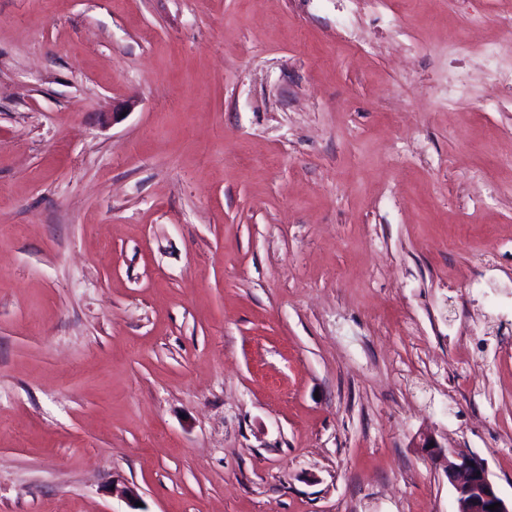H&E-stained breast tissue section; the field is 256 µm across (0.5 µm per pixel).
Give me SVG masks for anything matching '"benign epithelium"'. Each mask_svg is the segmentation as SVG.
Here are the masks:
<instances>
[{"label": "benign epithelium", "mask_w": 512, "mask_h": 512, "mask_svg": "<svg viewBox=\"0 0 512 512\" xmlns=\"http://www.w3.org/2000/svg\"><path fill=\"white\" fill-rule=\"evenodd\" d=\"M446 471L457 494V512H512L498 496L483 459L458 453L456 461L447 464ZM495 503L496 510L488 509Z\"/></svg>", "instance_id": "obj_1"}]
</instances>
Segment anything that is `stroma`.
I'll return each instance as SVG.
<instances>
[{
  "instance_id": "35a3bbf8",
  "label": "stroma",
  "mask_w": 512,
  "mask_h": 512,
  "mask_svg": "<svg viewBox=\"0 0 512 512\" xmlns=\"http://www.w3.org/2000/svg\"><path fill=\"white\" fill-rule=\"evenodd\" d=\"M509 28L0 0V512H456L426 436L511 503Z\"/></svg>"
}]
</instances>
